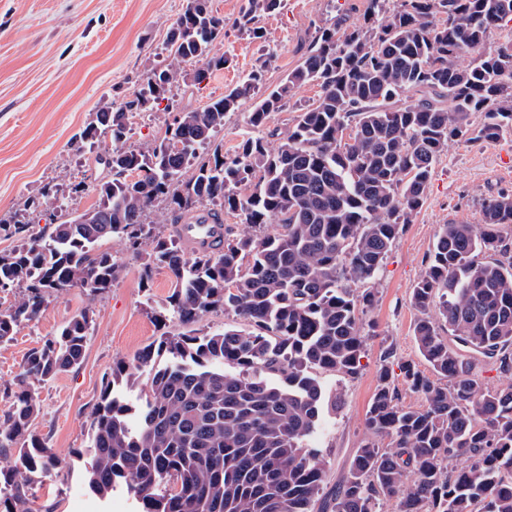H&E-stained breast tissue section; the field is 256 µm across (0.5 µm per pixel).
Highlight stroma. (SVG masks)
<instances>
[{
    "mask_svg": "<svg viewBox=\"0 0 512 512\" xmlns=\"http://www.w3.org/2000/svg\"><path fill=\"white\" fill-rule=\"evenodd\" d=\"M187 0H0V221L18 231L0 238V251L27 242L32 232L63 221L59 203L83 212L98 203L88 181L104 172L98 157L112 149L110 139L84 147L78 134L99 106L123 102L149 73L165 66L167 37ZM369 0H283L272 14H257L264 36L251 38L237 21L248 0H210L224 19V39L213 52L228 59L209 83L197 86L181 78L168 99L130 114V141L141 147L160 142L180 113L203 108L211 97L237 85L255 68L274 87L301 61L316 30L335 22L363 24ZM512 130L494 141L453 140L438 158L424 203L394 242L373 288L377 301L366 314L375 334L366 343L361 370L349 378L329 371L317 378L327 396L342 394L340 407H328L315 443L328 460L323 483L331 493L346 474L366 436L365 413L377 385L382 349L393 347L395 364L411 363L423 374L414 327L419 317L410 304L423 276L436 234L444 224H480L482 204L512 194ZM106 247L124 271L98 295L74 286L52 292L39 318L21 326L12 341L0 345V417L11 407L12 393L28 352L54 334L69 318L89 309L93 325L82 363L35 387L40 411L34 429L63 460L62 470L46 476L31 491L32 512H139L126 488L106 498L92 494L84 481L81 451L86 448L91 411L113 363L135 354L163 332L177 334L178 321L159 323L151 308L165 305L171 281L155 270L141 279L142 259L124 239Z\"/></svg>",
    "mask_w": 512,
    "mask_h": 512,
    "instance_id": "35a3bbf8",
    "label": "stroma"
}]
</instances>
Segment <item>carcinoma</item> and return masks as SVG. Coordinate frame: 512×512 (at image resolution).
<instances>
[{"label":"carcinoma","instance_id":"obj_1","mask_svg":"<svg viewBox=\"0 0 512 512\" xmlns=\"http://www.w3.org/2000/svg\"><path fill=\"white\" fill-rule=\"evenodd\" d=\"M370 0L364 26L315 32L302 63L260 93L264 68L181 113L158 144H129L128 114L167 98L181 64L201 85L227 59L212 54L224 19L209 0H187L167 44L173 61L146 75L120 106L104 105L79 134L94 147L112 141V176L94 179L97 207L30 235L0 253V291L25 293L0 310V344L36 320L54 291L79 285L102 293L124 267L103 248L123 238L143 255L141 278L168 269L171 294L158 321L184 325L222 310L251 324L170 334L112 365L91 416L84 466L89 490L121 485L142 512H313L326 464L312 439L326 394L315 376L353 377L363 357L361 314L404 225L425 198L448 141H494L512 127V42L479 52L487 33L512 22V0ZM239 25L271 14L281 0H248ZM318 98L271 148L264 130L294 89ZM251 101V127L232 154L214 142L224 116ZM483 115L475 125L472 116ZM165 205L166 233L149 221ZM200 210L213 224L238 214L256 234L230 236L213 253L188 249L176 226ZM274 219L278 229L265 231ZM512 195L484 202L482 225L444 224L410 304L422 357L436 378L411 365L404 382L419 407L399 403L394 350L380 355L378 385L365 414L366 438L336 487L331 512H512V386L490 388V365L512 377ZM90 310L73 315L26 357L11 410L0 418V512H32L31 486L61 460L32 429L39 402L32 383L80 365ZM167 355L160 364L157 357ZM235 369L228 373L225 367ZM141 388L138 428L122 388ZM388 440L380 447L378 439Z\"/></svg>","mask_w":512,"mask_h":512}]
</instances>
